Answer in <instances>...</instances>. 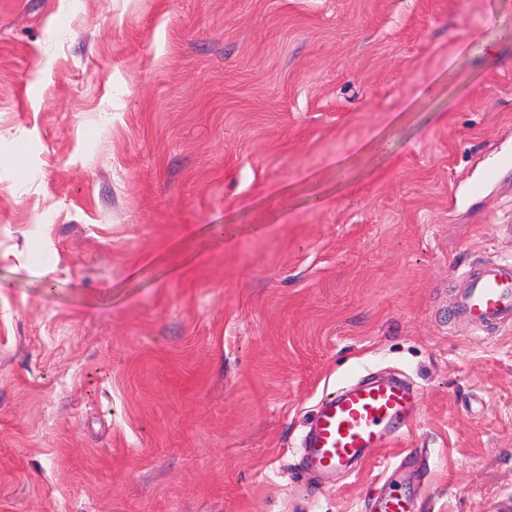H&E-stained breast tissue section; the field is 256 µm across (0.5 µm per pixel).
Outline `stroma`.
<instances>
[{
    "instance_id": "1",
    "label": "stroma",
    "mask_w": 512,
    "mask_h": 512,
    "mask_svg": "<svg viewBox=\"0 0 512 512\" xmlns=\"http://www.w3.org/2000/svg\"><path fill=\"white\" fill-rule=\"evenodd\" d=\"M502 152L512 0H0V512H512ZM371 375L416 414L319 484ZM456 313L468 323L512 326V259L490 261L463 274ZM417 393L405 380L359 382L321 400L301 444V461L320 481L354 473L371 448H386L404 432Z\"/></svg>"
}]
</instances>
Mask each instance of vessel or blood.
I'll return each mask as SVG.
<instances>
[{"label": "vessel or blood", "mask_w": 512, "mask_h": 512, "mask_svg": "<svg viewBox=\"0 0 512 512\" xmlns=\"http://www.w3.org/2000/svg\"><path fill=\"white\" fill-rule=\"evenodd\" d=\"M456 313L468 323L512 326V259L468 270ZM417 393L405 380L359 382L322 399L301 444V460L318 479L356 472L372 448H385L404 432Z\"/></svg>", "instance_id": "b4317fda"}]
</instances>
